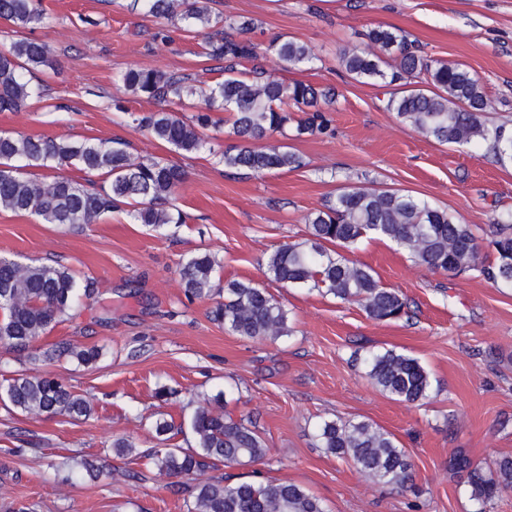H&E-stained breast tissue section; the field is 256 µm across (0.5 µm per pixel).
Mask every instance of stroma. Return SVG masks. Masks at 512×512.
Here are the masks:
<instances>
[{
    "instance_id": "stroma-1",
    "label": "stroma",
    "mask_w": 512,
    "mask_h": 512,
    "mask_svg": "<svg viewBox=\"0 0 512 512\" xmlns=\"http://www.w3.org/2000/svg\"><path fill=\"white\" fill-rule=\"evenodd\" d=\"M46 21L32 31L56 62L36 73L40 98L22 112H0V133L125 141L131 155L171 152L136 130L130 116L152 109L123 93L118 79L135 67L220 80L197 33L142 14L132 0H41ZM212 13L249 20L253 41L293 39L317 56L290 78L331 88L333 135L289 142L304 165L294 171L236 175L215 160L236 149L227 115L215 113L208 149L178 157L186 174L174 201L189 220L153 229L126 212L95 223L43 224L0 210V256L61 264L94 277L97 301L81 306L40 337L94 344L96 364L17 359L0 350V378L48 372L89 396L86 420L26 416L0 405V512H183L181 481L150 468L139 451L154 445L152 422H181L195 394L223 393L234 418L252 421L269 454L261 478L303 486L326 512H512V492L487 507L469 497L467 477L449 470L454 450L483 463L512 455V288L475 271L455 276L415 265L385 239L365 240L354 260L383 286L401 291L408 317L369 319L355 303L267 281L275 247L303 241L307 214L344 186L394 189L448 209L484 235L512 210V163L484 149L441 145L385 108L389 90L345 76L339 57L368 44L371 28L388 25L417 39L428 56L465 64L489 101L482 121L512 128V0H210ZM168 30L169 40L156 39ZM216 254L221 279L267 286L289 312L290 335L242 338L212 322L211 301L188 300L179 266L196 252ZM394 349L430 372L429 399L409 405L388 398L365 376L355 352ZM167 388V400L156 396ZM367 418L394 434L410 454L413 486L374 483L349 461L317 448V422ZM138 449L114 456L113 439ZM102 471L90 480L81 462Z\"/></svg>"
}]
</instances>
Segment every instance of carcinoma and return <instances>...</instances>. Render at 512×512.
Masks as SVG:
<instances>
[{"label": "carcinoma", "instance_id": "1", "mask_svg": "<svg viewBox=\"0 0 512 512\" xmlns=\"http://www.w3.org/2000/svg\"><path fill=\"white\" fill-rule=\"evenodd\" d=\"M158 18H178L204 37V54L224 62V79L196 87L186 76L155 68H133L120 78L125 92L144 97L156 109L133 117L136 128L179 154L200 152L209 144L207 130L216 126L211 113H229L232 133L245 141L224 151L219 162L247 175L292 171L303 166L291 147L260 145L280 134L288 136L291 110L305 114L294 137L331 132L322 103L333 96L303 81H285L258 60L271 56L285 70L310 67L316 56L305 43L276 41L262 48L249 39L223 35V27L251 29L252 21L226 22L212 16L209 0H134ZM39 0H0V21L33 30L44 23ZM369 45L344 52L343 72L361 83L399 86L386 109L420 134L459 147L485 145L503 163L512 161V130L490 128L479 117L488 107L480 80L464 65L425 55L404 31L377 26ZM379 46L380 52L373 51ZM55 68L49 47L23 37L0 49V112H20L41 94L27 75ZM204 101L191 118L185 103ZM75 167L88 176L102 175L107 184L65 176L41 182L23 176L25 168ZM185 181L184 171L161 157L139 159L119 140L96 141L0 133V209L26 214L43 224H93L105 213L126 211L136 224L160 229L184 224L187 216L172 207ZM308 237L276 247L268 256L265 276L289 288H308L343 302L358 304L368 318L392 322L408 316L405 296L383 286L369 266L349 257L365 238L386 239L407 252L412 261L433 272L457 275L477 271L495 284L512 287V213L497 220L487 244L471 225L448 210L393 190L344 188L323 208L307 217ZM219 261L209 252L188 256L179 275L187 299L211 300L210 320L236 336L275 341L291 332L288 310L268 289L251 280L216 278ZM99 294L93 277L79 278L68 267L39 259L23 263L0 256V349L33 360L68 359L93 364L101 349L71 341L46 348L34 343L61 317ZM366 376L381 393L400 402L418 404L429 397L433 381L420 361L394 349L371 352ZM0 403L24 415L87 419L90 401L49 373L19 374L0 383ZM188 418L192 443L167 446L173 421L156 419L158 443L142 457L168 477L183 483L184 512H326L322 502L300 485L274 480L209 476L219 465L262 463L269 448L255 425L224 413L222 394L195 395ZM317 447L351 462L377 484L406 489L413 482L408 451L395 436L369 419L336 418L317 424ZM453 471L467 474L470 498L485 506L512 490V457L491 465L475 464L461 450L448 460Z\"/></svg>", "mask_w": 512, "mask_h": 512}]
</instances>
